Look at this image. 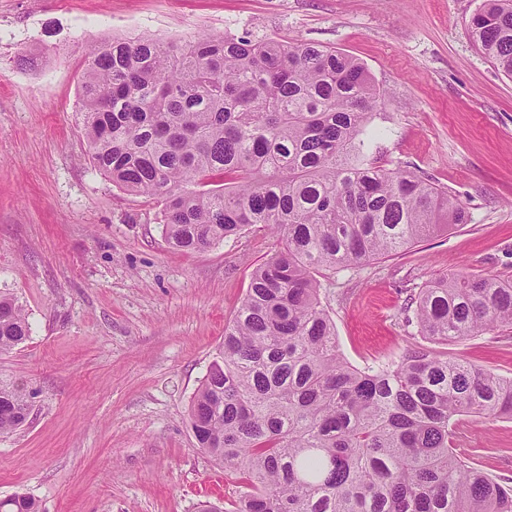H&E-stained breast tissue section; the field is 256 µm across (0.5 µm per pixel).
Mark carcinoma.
Listing matches in <instances>:
<instances>
[{
	"mask_svg": "<svg viewBox=\"0 0 512 512\" xmlns=\"http://www.w3.org/2000/svg\"><path fill=\"white\" fill-rule=\"evenodd\" d=\"M469 34L512 77V0H484ZM80 90L88 161L157 203L172 247L258 225L280 239L190 401L198 448L242 488L202 512H512V485L453 441L465 416L512 419V377L426 348L356 368L321 303L318 274L465 223L448 190L355 159L380 100L361 63L276 38H114L89 45ZM410 301L430 343L512 329V277L443 275ZM29 336L0 292V351ZM29 401L0 383V434L26 423ZM0 512L39 510L16 493Z\"/></svg>",
	"mask_w": 512,
	"mask_h": 512,
	"instance_id": "carcinoma-1",
	"label": "carcinoma"
}]
</instances>
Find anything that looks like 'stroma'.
Returning a JSON list of instances; mask_svg holds the SVG:
<instances>
[{
    "label": "stroma",
    "mask_w": 512,
    "mask_h": 512,
    "mask_svg": "<svg viewBox=\"0 0 512 512\" xmlns=\"http://www.w3.org/2000/svg\"><path fill=\"white\" fill-rule=\"evenodd\" d=\"M481 2L0 0V291L31 328L0 352V382L32 397L28 423L0 435V499L24 493L41 512H199L240 491L198 449L188 405L278 239L256 227L175 250L156 204L90 165L89 42L231 33L319 44L366 67L380 103L361 161L448 189L467 221L323 279L340 351L365 368L422 345L404 308L429 280L512 276V78L469 38ZM444 350L512 377V329ZM455 445L512 483V420L464 418Z\"/></svg>",
    "instance_id": "obj_1"
}]
</instances>
